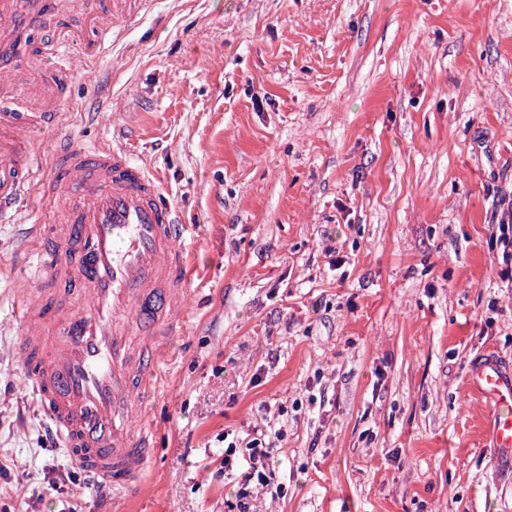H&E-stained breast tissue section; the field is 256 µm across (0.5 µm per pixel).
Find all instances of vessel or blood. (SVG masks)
Instances as JSON below:
<instances>
[{
    "label": "vessel or blood",
    "instance_id": "1",
    "mask_svg": "<svg viewBox=\"0 0 512 512\" xmlns=\"http://www.w3.org/2000/svg\"><path fill=\"white\" fill-rule=\"evenodd\" d=\"M115 13L105 10L83 60L112 39ZM37 25L26 0H0V26L25 38ZM56 91L78 69L63 43H49ZM28 118L0 113V221L17 222L36 204L66 201L67 223L32 225L27 247L55 258L33 275L34 297L16 307L20 353L51 430L85 470L90 487L139 482L154 428L145 405L158 390L159 343L175 327L192 274L188 227L162 192L155 171L133 162L122 145L64 140L51 161L65 179L36 173L33 124L60 114L32 82ZM470 385L493 400L491 441L512 461V371L480 359Z\"/></svg>",
    "mask_w": 512,
    "mask_h": 512
}]
</instances>
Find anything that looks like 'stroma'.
Wrapping results in <instances>:
<instances>
[{
	"mask_svg": "<svg viewBox=\"0 0 512 512\" xmlns=\"http://www.w3.org/2000/svg\"><path fill=\"white\" fill-rule=\"evenodd\" d=\"M38 36H91L51 0ZM112 42L35 127L124 145L192 225L196 263L150 403L139 487L89 489L26 381V224L0 223V512H230L224 439L272 424L255 512H512V467L471 389L512 367V0H120ZM341 267H334V260ZM499 224L492 227L490 240L495 248L502 250V261L506 266L502 271L508 273L512 270V204L511 200L506 208H503Z\"/></svg>",
	"mask_w": 512,
	"mask_h": 512,
	"instance_id": "35a3bbf8",
	"label": "stroma"
}]
</instances>
